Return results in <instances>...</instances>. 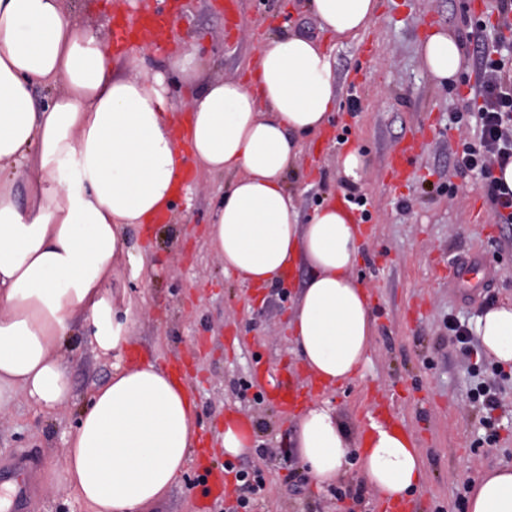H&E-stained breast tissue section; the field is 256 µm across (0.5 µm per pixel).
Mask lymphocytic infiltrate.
Instances as JSON below:
<instances>
[{
  "mask_svg": "<svg viewBox=\"0 0 512 512\" xmlns=\"http://www.w3.org/2000/svg\"><path fill=\"white\" fill-rule=\"evenodd\" d=\"M501 21L481 39L479 56L481 84L476 143L465 144L456 159L457 169L470 172L479 180L487 196L499 210V221L512 223V191L501 188L493 177V164L512 160V0H501ZM225 473L234 477L238 495L225 512H254L264 486L260 471L225 463Z\"/></svg>",
  "mask_w": 512,
  "mask_h": 512,
  "instance_id": "lymphocytic-infiltrate-1",
  "label": "lymphocytic infiltrate"
}]
</instances>
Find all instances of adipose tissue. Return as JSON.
Listing matches in <instances>:
<instances>
[{
    "mask_svg": "<svg viewBox=\"0 0 512 512\" xmlns=\"http://www.w3.org/2000/svg\"><path fill=\"white\" fill-rule=\"evenodd\" d=\"M323 30L357 37L377 0H311ZM419 52L436 80L463 67L446 31ZM64 0H0V406L24 396L49 413L70 395L56 352L74 320L89 328L99 355L122 352L112 274L130 224L173 209L187 160L233 180L209 228V244L242 284L274 286L292 265L312 271L288 329L309 375L335 386L363 377L374 334L369 295L354 274L360 230L332 202L300 223L284 177L305 138L336 110L330 53L304 37L273 39L249 81H202L196 53L173 59L198 87L178 121L164 74L141 57L127 73ZM50 88L44 101L34 85ZM25 175L26 201L14 185ZM483 353L512 365V300L472 322ZM298 462L329 484L350 459L379 499L392 504L424 492L426 472L414 439L372 422L361 435L329 402L297 417ZM187 384L155 364L112 367L91 396L63 458L67 481L90 512H146L183 472L199 436ZM468 512H512V467L473 486Z\"/></svg>",
    "mask_w": 512,
    "mask_h": 512,
    "instance_id": "adipose-tissue-1",
    "label": "adipose tissue"
}]
</instances>
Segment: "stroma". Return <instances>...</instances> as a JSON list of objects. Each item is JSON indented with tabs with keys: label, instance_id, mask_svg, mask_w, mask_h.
I'll use <instances>...</instances> for the list:
<instances>
[{
	"label": "stroma",
	"instance_id": "stroma-1",
	"mask_svg": "<svg viewBox=\"0 0 512 512\" xmlns=\"http://www.w3.org/2000/svg\"><path fill=\"white\" fill-rule=\"evenodd\" d=\"M158 0L171 47L146 50L151 70L167 77L169 96L185 110L194 87L171 66L196 51L209 79H247L259 50L271 38L302 35L331 50L338 105L331 123L305 140L284 185L308 219L325 198H343L350 183L338 166L341 152L356 149L364 167L355 183L368 199L363 248L355 273L369 288L376 334L362 378L333 389L308 381L292 350L288 319L311 277L303 266L289 283L257 289L225 275L211 251L208 226L230 179L191 172L188 197L157 224L127 226L112 286L128 307L117 315L128 342L123 364L154 362L187 381L198 406L211 466H223L224 420L251 418L255 451L239 456L264 478L261 512H342L337 490L357 492L355 512H385L357 466H347L329 485L319 484L296 461L292 409L279 391L258 380L256 367L281 370L302 392L304 403L327 400L353 430H369L376 406H391L421 449L429 485L408 502L407 512H460L465 484L512 466V366L477 353L464 356L448 333L449 318L462 323L512 299V224L499 223L492 205L455 167L462 145L477 140L475 86L479 24H497L500 0H379L376 20L354 39L322 31L309 0ZM82 21L104 41L112 39L115 14L130 0H73ZM442 29L459 40L465 64L444 85L427 72L418 54L423 40ZM356 94H349L350 82ZM357 104H350V97ZM461 123H451L455 113ZM417 147L402 179L388 172L391 155L407 141ZM481 255L492 276L470 287L450 281L448 265ZM60 357L71 398L52 414L16 397L0 408V466L19 453L32 454L38 493L32 512H88L69 486L62 454L92 391L112 375V359L99 357L86 330L75 326ZM497 395L486 411L476 387ZM492 417L495 434L483 427ZM201 471L188 459L179 482L151 512H224L234 504V483L224 498H203Z\"/></svg>",
	"mask_w": 512,
	"mask_h": 512
}]
</instances>
